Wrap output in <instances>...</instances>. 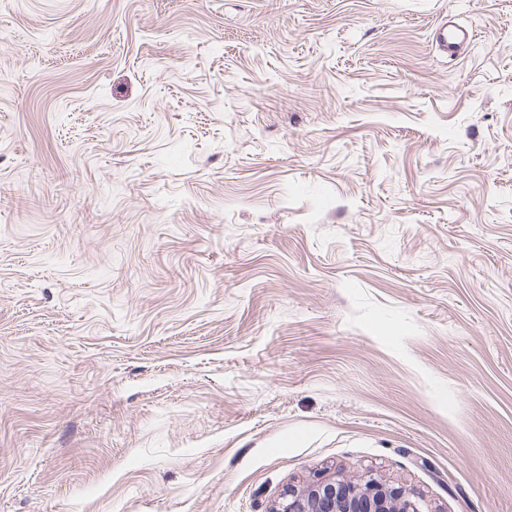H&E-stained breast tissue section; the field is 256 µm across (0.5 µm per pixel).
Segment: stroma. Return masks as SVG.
Listing matches in <instances>:
<instances>
[{
  "label": "stroma",
  "mask_w": 512,
  "mask_h": 512,
  "mask_svg": "<svg viewBox=\"0 0 512 512\" xmlns=\"http://www.w3.org/2000/svg\"><path fill=\"white\" fill-rule=\"evenodd\" d=\"M369 470L512 512V0H0V512ZM433 42L448 57H461L473 41L471 30L445 21L433 33Z\"/></svg>",
  "instance_id": "stroma-1"
}]
</instances>
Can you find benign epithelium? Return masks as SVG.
Instances as JSON below:
<instances>
[{"mask_svg": "<svg viewBox=\"0 0 512 512\" xmlns=\"http://www.w3.org/2000/svg\"><path fill=\"white\" fill-rule=\"evenodd\" d=\"M423 500L403 484L368 475L361 479L318 476L304 489L290 486L270 512H423Z\"/></svg>", "mask_w": 512, "mask_h": 512, "instance_id": "1", "label": "benign epithelium"}]
</instances>
